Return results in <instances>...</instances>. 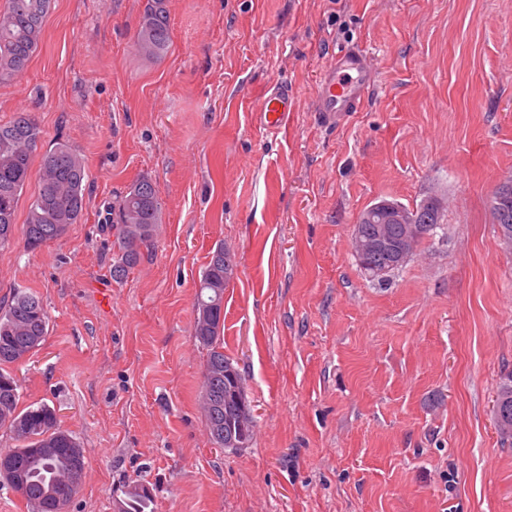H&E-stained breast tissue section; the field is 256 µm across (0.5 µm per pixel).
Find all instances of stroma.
<instances>
[{
  "instance_id": "35a3bbf8",
  "label": "stroma",
  "mask_w": 512,
  "mask_h": 512,
  "mask_svg": "<svg viewBox=\"0 0 512 512\" xmlns=\"http://www.w3.org/2000/svg\"><path fill=\"white\" fill-rule=\"evenodd\" d=\"M148 0H53L42 42L0 84V121L33 113L35 160L66 143L88 174L65 235L27 249L31 171L0 248V301L29 289L44 344L12 366L20 408H55L86 469L66 512H512V445L493 406L512 371V253L488 201L512 176V0H167L170 47H135ZM377 80L322 124L318 73L346 46ZM276 134L255 110L277 83ZM148 178L162 221L112 277L117 195ZM445 204V234L386 282L350 248L381 200ZM224 353L254 418L216 447L201 406L196 285L217 245ZM125 497L119 503V512H153L152 493L146 486L139 483L128 484Z\"/></svg>"
}]
</instances>
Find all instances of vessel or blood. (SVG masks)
<instances>
[{
	"mask_svg": "<svg viewBox=\"0 0 512 512\" xmlns=\"http://www.w3.org/2000/svg\"><path fill=\"white\" fill-rule=\"evenodd\" d=\"M376 74L367 53L358 47L337 52L332 63L318 75L314 90V110L329 125L345 123L352 113L360 111ZM293 108L286 87L274 88L259 104L256 116L266 132L280 129Z\"/></svg>",
	"mask_w": 512,
	"mask_h": 512,
	"instance_id": "vessel-or-blood-1",
	"label": "vessel or blood"
}]
</instances>
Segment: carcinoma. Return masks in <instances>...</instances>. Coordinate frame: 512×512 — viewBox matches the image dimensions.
<instances>
[{"mask_svg":"<svg viewBox=\"0 0 512 512\" xmlns=\"http://www.w3.org/2000/svg\"><path fill=\"white\" fill-rule=\"evenodd\" d=\"M51 0H6L0 10V83L20 75L37 51L43 22ZM170 42L165 0H149L137 36V47L148 59L161 57ZM41 137L37 119L18 112L0 123V246L9 243L15 225L20 193L28 179L33 152ZM88 175L80 155L67 144L47 153L39 171V190L31 200L24 223L25 240L40 248L66 234L78 223L86 205ZM492 223L512 226V186H499L490 196ZM417 224H432L427 239L442 229L437 212L425 205L408 210ZM112 228L118 253L112 277L120 279L143 259L142 248L150 245L161 223V203L152 182L142 177L132 183L112 205ZM233 278V263L224 246H217L203 269L196 291L193 336L207 347L203 370L204 417L211 441L219 448L237 450L253 439L254 420L240 421L241 407L224 394V371L234 368L218 342L224 322V288ZM48 316L40 297L19 291L0 305V428L13 434L17 446L0 457V480L13 486L32 512H59L72 499L80 483L85 457L76 439L62 429L55 409L47 404L19 408L18 384L10 367L23 362L43 345L48 335ZM494 414L501 440L512 443V372L500 383ZM152 493L139 483L127 485L118 512H152Z\"/></svg>","mask_w":512,"mask_h":512,"instance_id":"1","label":"carcinoma"}]
</instances>
